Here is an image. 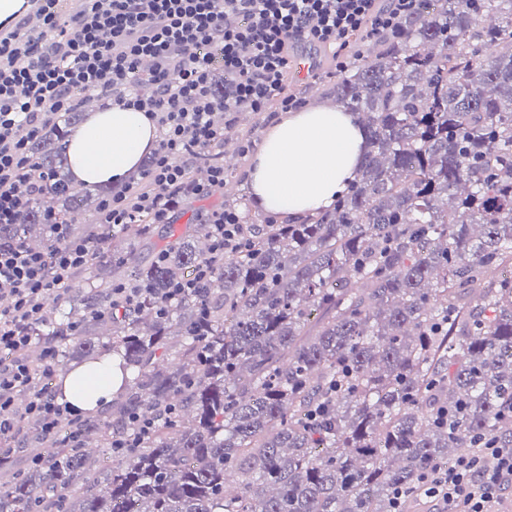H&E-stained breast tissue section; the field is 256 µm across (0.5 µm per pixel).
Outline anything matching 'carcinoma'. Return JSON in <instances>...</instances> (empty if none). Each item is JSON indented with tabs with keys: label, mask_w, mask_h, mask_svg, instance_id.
<instances>
[{
	"label": "carcinoma",
	"mask_w": 512,
	"mask_h": 512,
	"mask_svg": "<svg viewBox=\"0 0 512 512\" xmlns=\"http://www.w3.org/2000/svg\"><path fill=\"white\" fill-rule=\"evenodd\" d=\"M327 81L368 151L333 209L267 222L250 251L168 300L208 255V224L132 256L100 230L82 308L34 332L63 361L120 360L112 412L79 422L104 447L157 418L106 467L64 439L0 473V512H391L394 488L493 438L512 447V0H423L402 36L362 44ZM72 111L30 152L54 177L0 243L53 244L44 223L92 196L62 168ZM148 286L129 311L112 286ZM133 422L138 425L137 432L127 439L123 437L113 438L112 448H119V450L123 448H140L144 440L149 438L154 431V422L151 419H141L140 416L137 415Z\"/></svg>",
	"instance_id": "cac0c4a2"
}]
</instances>
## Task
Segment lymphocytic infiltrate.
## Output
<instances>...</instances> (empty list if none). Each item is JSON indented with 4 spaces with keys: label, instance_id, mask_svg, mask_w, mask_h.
I'll return each mask as SVG.
<instances>
[{
    "label": "lymphocytic infiltrate",
    "instance_id": "obj_1",
    "mask_svg": "<svg viewBox=\"0 0 512 512\" xmlns=\"http://www.w3.org/2000/svg\"><path fill=\"white\" fill-rule=\"evenodd\" d=\"M421 0H25L41 21L25 32L24 19L0 22V224H11L30 195L17 189L26 179L32 193L51 184L29 152L45 126L74 109L81 97L120 102L146 112L158 132L150 165L140 181L125 183L104 199L97 224L119 232L132 224L172 223L178 210L224 186L219 150L240 112H292L303 98L288 79L290 46L303 43L333 51L338 71L359 57V42L397 33ZM224 72V95L213 90L215 70ZM206 180L194 179L198 163ZM56 240L35 251L0 244V441L13 436L23 418L41 422V435L55 437L75 413L47 388L36 385L25 358L31 332L50 298L92 260L96 232L76 234L56 213L45 216ZM213 229L208 257L193 278L172 284L176 298L210 279L226 251L251 248L235 210L208 212ZM30 400L17 409L15 399ZM440 512H492L512 484V448L486 442L482 455L465 454L421 480Z\"/></svg>",
    "mask_w": 512,
    "mask_h": 512
}]
</instances>
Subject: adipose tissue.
Wrapping results in <instances>:
<instances>
[{
    "mask_svg": "<svg viewBox=\"0 0 512 512\" xmlns=\"http://www.w3.org/2000/svg\"><path fill=\"white\" fill-rule=\"evenodd\" d=\"M156 141L145 112L112 102L89 112L66 153L76 180L93 186L124 180ZM366 150L367 135L352 113L323 105L282 113L252 160L254 204L293 224L328 210L354 180Z\"/></svg>",
    "mask_w": 512,
    "mask_h": 512,
    "instance_id": "ef3b65f1",
    "label": "adipose tissue"
}]
</instances>
